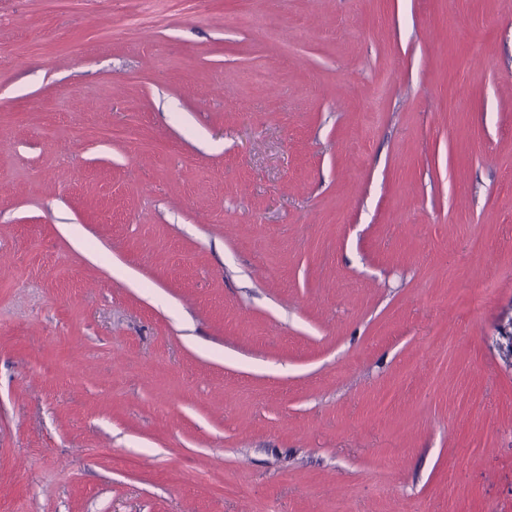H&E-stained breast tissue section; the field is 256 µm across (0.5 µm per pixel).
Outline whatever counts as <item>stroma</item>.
I'll return each mask as SVG.
<instances>
[{
  "mask_svg": "<svg viewBox=\"0 0 512 512\" xmlns=\"http://www.w3.org/2000/svg\"><path fill=\"white\" fill-rule=\"evenodd\" d=\"M511 322L512 0H0V512H512Z\"/></svg>",
  "mask_w": 512,
  "mask_h": 512,
  "instance_id": "obj_1",
  "label": "stroma"
}]
</instances>
